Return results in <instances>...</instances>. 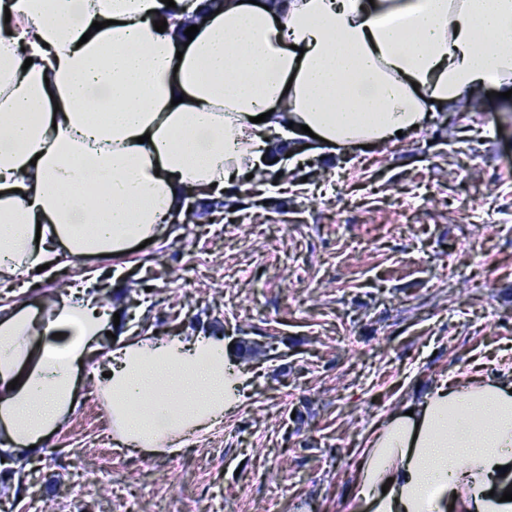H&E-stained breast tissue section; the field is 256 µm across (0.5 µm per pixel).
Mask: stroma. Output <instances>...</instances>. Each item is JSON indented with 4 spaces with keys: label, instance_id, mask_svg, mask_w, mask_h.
I'll list each match as a JSON object with an SVG mask.
<instances>
[{
    "label": "stroma",
    "instance_id": "obj_1",
    "mask_svg": "<svg viewBox=\"0 0 512 512\" xmlns=\"http://www.w3.org/2000/svg\"><path fill=\"white\" fill-rule=\"evenodd\" d=\"M120 261L66 279L0 284L48 304L100 275L103 304L130 283L127 334L220 332L241 404L174 457L113 448L85 377L66 427L25 481L0 473V512H351L353 449L380 417L449 373L512 370V100L432 107L408 137L338 149L309 139Z\"/></svg>",
    "mask_w": 512,
    "mask_h": 512
}]
</instances>
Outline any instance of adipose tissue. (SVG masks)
I'll list each match as a JSON object with an SVG mask.
<instances>
[{
    "mask_svg": "<svg viewBox=\"0 0 512 512\" xmlns=\"http://www.w3.org/2000/svg\"><path fill=\"white\" fill-rule=\"evenodd\" d=\"M490 86L512 89V0H0V282L125 258L302 127L393 142ZM114 313L86 288L0 304V453H43L84 367L117 446L173 457L222 422L223 338L129 340ZM357 453L352 512H512V381L448 376Z\"/></svg>",
    "mask_w": 512,
    "mask_h": 512,
    "instance_id": "ef3b65f1",
    "label": "adipose tissue"
}]
</instances>
